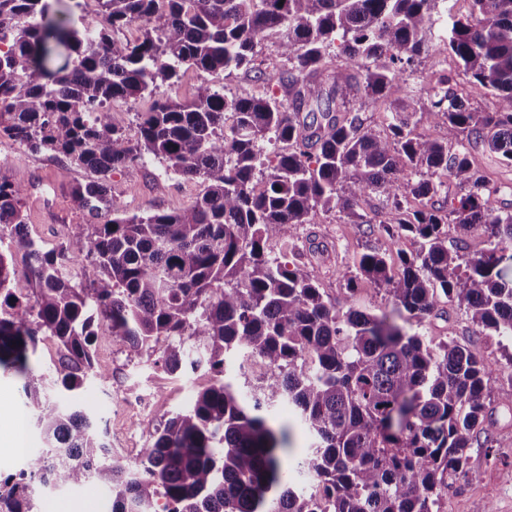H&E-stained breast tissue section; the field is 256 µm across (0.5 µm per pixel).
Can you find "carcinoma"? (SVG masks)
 Segmentation results:
<instances>
[{
  "mask_svg": "<svg viewBox=\"0 0 512 512\" xmlns=\"http://www.w3.org/2000/svg\"><path fill=\"white\" fill-rule=\"evenodd\" d=\"M55 2L0 0V137L91 170L70 194L98 224L45 251L26 233V190L0 180V227L23 260L0 251V371L23 378L44 440L25 467L0 475V512H37L45 491L89 486L112 492V512H439L448 487L474 478L468 450L491 448L492 369L467 346L429 345L386 313L331 299L302 254L272 257L268 243L288 244L319 207L410 235L418 249L397 252L400 274L377 250L358 261L393 312L419 322L444 298L512 340V281L497 270L512 212L488 207L468 150L481 141L512 166V0H471L461 17L440 11L446 0H75L69 17ZM136 23V39L114 37ZM277 33L290 65L266 76L277 92L229 100L203 82L189 102L154 98L184 66L250 64ZM58 42L69 49L60 66ZM430 48L455 57L463 81L436 76L421 90L426 106L394 105L385 132L348 107L384 101ZM489 92L492 111L464 99ZM146 97L131 141L108 106ZM440 122L444 140L417 131ZM147 156L204 190L179 210L127 215L112 172ZM436 174L459 187L440 206ZM370 193L388 208L376 225L358 212ZM450 221L485 228L490 247L450 252ZM75 266L92 270L89 284ZM20 276L25 293L12 288ZM102 332L136 355L165 342L170 374L206 365L216 375L189 410L162 412L133 461L78 401L104 377L92 352ZM42 333L61 347L46 374L33 363ZM237 358L247 400L223 377ZM283 399L313 438L294 464L283 460L289 428L273 416ZM295 465L315 492L293 489Z\"/></svg>",
  "mask_w": 512,
  "mask_h": 512,
  "instance_id": "1",
  "label": "carcinoma"
}]
</instances>
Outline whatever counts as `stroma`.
<instances>
[{
  "instance_id": "1",
  "label": "stroma",
  "mask_w": 512,
  "mask_h": 512,
  "mask_svg": "<svg viewBox=\"0 0 512 512\" xmlns=\"http://www.w3.org/2000/svg\"><path fill=\"white\" fill-rule=\"evenodd\" d=\"M257 51L255 64L247 68L211 75L182 69L172 97L190 101L197 85L204 81L229 98L265 96L269 90L266 73L286 70L288 61L275 35L265 39ZM437 69L451 74L458 71L452 56L429 55L393 85L390 100L419 108L418 90ZM472 154L480 175L489 180L493 189L492 206L512 211V168L501 165L482 144L473 145ZM1 177L27 188V230L44 249L58 247L76 228L89 224L86 211L77 206L69 192L72 184L90 179L89 171L42 153L21 151L17 145L1 139ZM111 185L113 196L126 212L140 216L187 207L202 190L199 181L180 177L151 157L114 172ZM293 248L306 255L311 277L326 294L337 299L352 294L357 307L379 314L392 311L389 296L365 280L347 282L346 272L353 270L355 260L368 249L389 254L399 250L412 253L417 244L410 236L390 239L370 231L368 225L347 223L341 213L319 210L312 213L309 223L298 226ZM414 330L431 344L453 340L472 346L493 370L512 365V343L483 335L458 309L448 308L443 315L431 313ZM93 354L104 377L89 382L88 400L98 411L101 428L112 448L130 459L155 435L162 411L188 409L196 393L212 382L211 374L203 370L184 377L170 375L153 358L131 355L125 343L115 337L98 339ZM491 431L496 458L486 457L484 449H471L470 466L479 479L449 489L440 500V512H472L480 501L487 503L492 512H512V412L496 406ZM37 510L111 512V495L104 487L53 491L39 499Z\"/></svg>"
}]
</instances>
